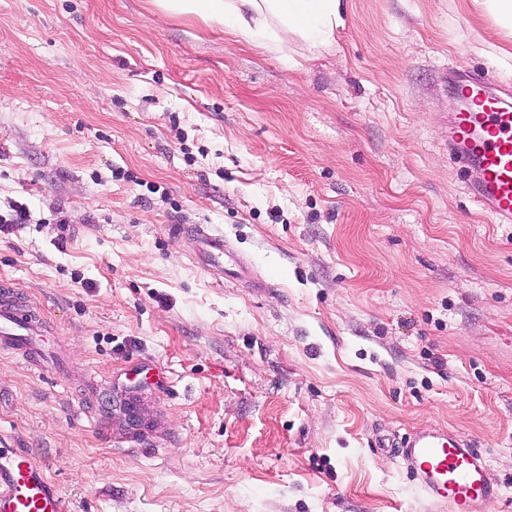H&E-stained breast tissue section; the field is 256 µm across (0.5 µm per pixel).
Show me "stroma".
I'll use <instances>...</instances> for the list:
<instances>
[{
    "instance_id": "35a3bbf8",
    "label": "stroma",
    "mask_w": 512,
    "mask_h": 512,
    "mask_svg": "<svg viewBox=\"0 0 512 512\" xmlns=\"http://www.w3.org/2000/svg\"><path fill=\"white\" fill-rule=\"evenodd\" d=\"M341 11L331 50H268L155 0H0V214L31 212L0 280L61 354H0V439L67 512H444L375 446L428 426L486 456L502 497L471 512H512V224L463 188L446 79L512 86V25ZM187 229L197 242L196 256L208 265L215 267H223L226 262V255L233 260V272L237 277H250L252 274L251 267L242 261L231 250L229 245L224 241V234L212 227L204 224H194L191 227L177 225L174 231L181 233Z\"/></svg>"
}]
</instances>
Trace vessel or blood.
<instances>
[{
    "instance_id": "vessel-or-blood-1",
    "label": "vessel or blood",
    "mask_w": 512,
    "mask_h": 512,
    "mask_svg": "<svg viewBox=\"0 0 512 512\" xmlns=\"http://www.w3.org/2000/svg\"><path fill=\"white\" fill-rule=\"evenodd\" d=\"M448 81L466 106L448 116V154L466 173V191L498 224L512 223V90L487 73L452 69ZM197 257L220 267L232 250L222 232L190 228ZM45 328L9 285L0 286V352L42 353ZM378 447L401 458L433 503L470 512L474 503L500 498L487 460L473 440L435 427L404 437H382ZM0 512H66L61 491L27 450L0 446Z\"/></svg>"
}]
</instances>
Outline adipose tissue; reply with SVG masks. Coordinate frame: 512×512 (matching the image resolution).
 <instances>
[{
    "mask_svg": "<svg viewBox=\"0 0 512 512\" xmlns=\"http://www.w3.org/2000/svg\"><path fill=\"white\" fill-rule=\"evenodd\" d=\"M166 10L223 23L247 43L280 48L295 34L315 48L331 47L342 23L340 0H162Z\"/></svg>",
    "mask_w": 512,
    "mask_h": 512,
    "instance_id": "adipose-tissue-1",
    "label": "adipose tissue"
}]
</instances>
